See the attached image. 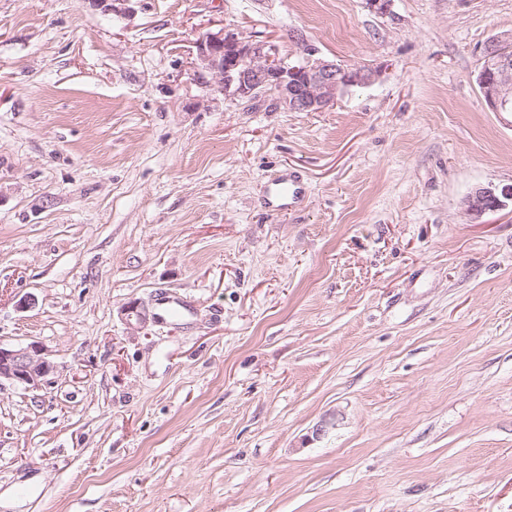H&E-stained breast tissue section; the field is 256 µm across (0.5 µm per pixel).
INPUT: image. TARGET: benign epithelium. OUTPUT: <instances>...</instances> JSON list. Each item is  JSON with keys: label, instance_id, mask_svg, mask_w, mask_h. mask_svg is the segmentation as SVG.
I'll use <instances>...</instances> for the list:
<instances>
[{"label": "benign epithelium", "instance_id": "obj_1", "mask_svg": "<svg viewBox=\"0 0 512 512\" xmlns=\"http://www.w3.org/2000/svg\"><path fill=\"white\" fill-rule=\"evenodd\" d=\"M116 15L130 11L132 0H91ZM198 77L214 81L224 96L254 100L272 96L287 112H319L354 87L375 83L381 70L368 65L351 67L325 60L306 49L296 63L281 56L279 47L265 40H243L236 34L208 33L197 45ZM485 64L478 76L483 97L493 112L512 113V39L494 38L485 47ZM512 201V184L479 187L464 199L465 212L474 217L497 211ZM55 365L36 343L10 347L0 344V383L8 381L27 390L51 383Z\"/></svg>", "mask_w": 512, "mask_h": 512}]
</instances>
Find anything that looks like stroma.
I'll return each mask as SVG.
<instances>
[{
  "mask_svg": "<svg viewBox=\"0 0 512 512\" xmlns=\"http://www.w3.org/2000/svg\"><path fill=\"white\" fill-rule=\"evenodd\" d=\"M222 29L382 74L230 100ZM507 34L512 0H0V343L56 367L0 384V512H512V204L463 207L512 184ZM512 39L494 38L485 47L478 76L483 97L492 112L512 114ZM305 183L297 172L288 171L271 182L264 206L269 212L290 210L305 198ZM512 202V184L500 187H479L469 192L464 199L465 212L474 217L494 212Z\"/></svg>",
  "mask_w": 512,
  "mask_h": 512,
  "instance_id": "obj_1",
  "label": "stroma"
}]
</instances>
